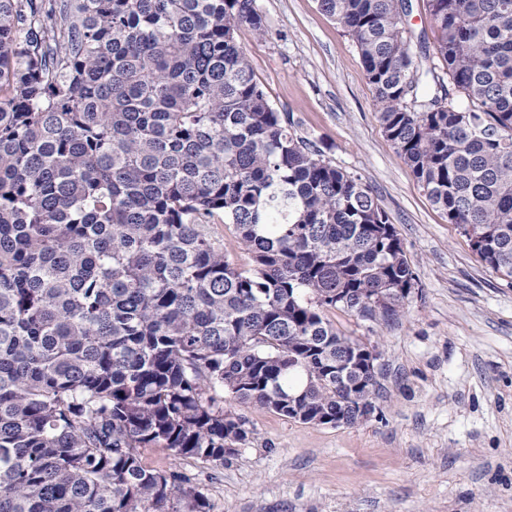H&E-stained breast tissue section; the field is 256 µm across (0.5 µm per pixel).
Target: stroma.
Masks as SVG:
<instances>
[{
	"label": "stroma",
	"mask_w": 512,
	"mask_h": 512,
	"mask_svg": "<svg viewBox=\"0 0 512 512\" xmlns=\"http://www.w3.org/2000/svg\"><path fill=\"white\" fill-rule=\"evenodd\" d=\"M266 32H237L258 82L301 136L368 185L418 286L373 323L333 311L376 345L380 396L354 428L290 420L225 399L256 438L224 466L159 450L195 475L212 512H512V283L473 253L386 137L352 41L317 0H257Z\"/></svg>",
	"instance_id": "35a3bbf8"
}]
</instances>
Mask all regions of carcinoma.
<instances>
[{"label":"carcinoma","mask_w":512,"mask_h":512,"mask_svg":"<svg viewBox=\"0 0 512 512\" xmlns=\"http://www.w3.org/2000/svg\"><path fill=\"white\" fill-rule=\"evenodd\" d=\"M429 201L512 280V0H318ZM255 0H0V512H211L155 448L216 467L236 402L376 409L370 343L416 276L361 178L297 134L237 43ZM234 226L252 264L224 256ZM412 11L406 17L407 27L412 30V52L415 64L422 72L423 68H427L430 63L426 62L421 53L420 44L433 46L437 36V30L433 23H431L428 10L426 8V0H410ZM421 41V42H420ZM210 225L212 235L224 244V254L228 260L237 267H248L251 263L250 255L243 250L234 227L231 224H222V221L218 220L216 224Z\"/></svg>","instance_id":"cac0c4a2"}]
</instances>
